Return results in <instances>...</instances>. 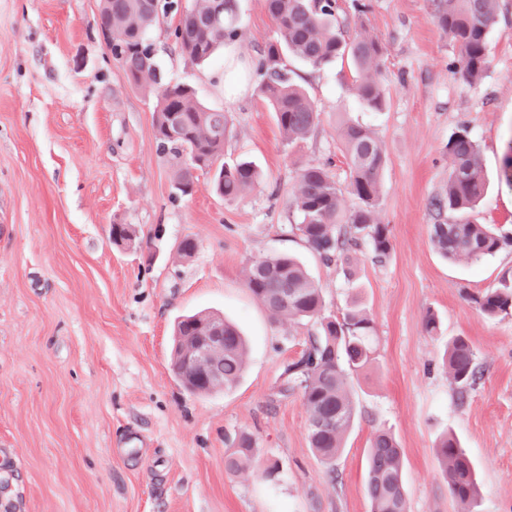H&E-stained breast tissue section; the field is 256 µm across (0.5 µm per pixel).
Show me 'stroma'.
Instances as JSON below:
<instances>
[{"label":"stroma","instance_id":"stroma-1","mask_svg":"<svg viewBox=\"0 0 512 512\" xmlns=\"http://www.w3.org/2000/svg\"><path fill=\"white\" fill-rule=\"evenodd\" d=\"M369 2L349 28L385 48V110L356 106L349 62L316 71L289 61L319 109L314 133L293 145L258 90L255 46L274 34L264 0H241L229 72L223 57L183 56L170 38L177 15L161 17L151 40L168 77L224 111L225 157L263 173L227 202L203 174L193 195H177L154 135L160 92L133 86L113 59L99 0H0V512H369L366 456L379 429L403 449L408 512H512V313L490 318L474 303L512 271V248L451 262L429 239L448 140L463 124L478 134L488 184L472 217L512 232V0L499 2L473 85L449 69L457 48L431 0ZM347 118L386 151L376 218L392 251L380 264L364 248L325 263L294 229L289 194L305 165L330 163L348 181L338 133ZM116 224L160 235L157 255L116 247ZM187 237L198 250L184 260ZM274 253L304 263L325 315L342 318L355 296L375 323L376 360L349 380L358 418L330 466L309 446L301 394L278 393L317 325L274 319L246 287L254 261ZM202 309L236 322L248 355L233 388L199 395L173 374L171 346L178 317ZM457 336L482 372L463 393L443 365ZM242 432L257 453L230 473ZM445 434L474 465L476 507L456 503L440 474Z\"/></svg>","mask_w":512,"mask_h":512}]
</instances>
